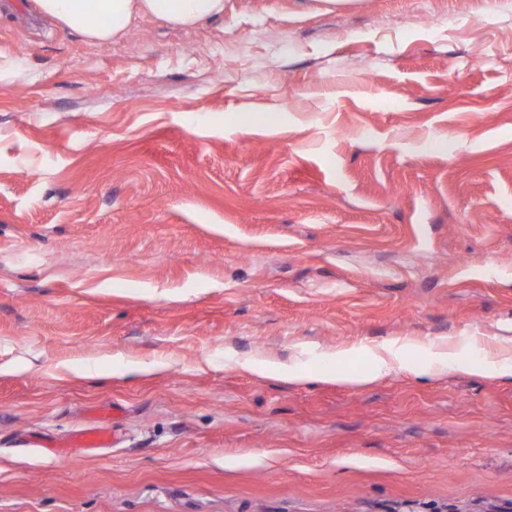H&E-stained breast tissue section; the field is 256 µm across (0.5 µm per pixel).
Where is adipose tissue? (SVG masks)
Returning <instances> with one entry per match:
<instances>
[{
	"label": "adipose tissue",
	"mask_w": 512,
	"mask_h": 512,
	"mask_svg": "<svg viewBox=\"0 0 512 512\" xmlns=\"http://www.w3.org/2000/svg\"><path fill=\"white\" fill-rule=\"evenodd\" d=\"M37 9L57 25L84 35L94 43L120 38L138 18L153 17L178 27H191L223 14L224 0H35ZM405 347L399 342L374 353L360 371H341V383L364 385L403 363Z\"/></svg>",
	"instance_id": "adipose-tissue-1"
}]
</instances>
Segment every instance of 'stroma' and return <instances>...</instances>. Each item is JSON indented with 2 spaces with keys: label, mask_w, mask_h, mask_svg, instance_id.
<instances>
[{
  "label": "stroma",
  "mask_w": 512,
  "mask_h": 512,
  "mask_svg": "<svg viewBox=\"0 0 512 512\" xmlns=\"http://www.w3.org/2000/svg\"><path fill=\"white\" fill-rule=\"evenodd\" d=\"M8 60L0 512L512 502V378L473 368L512 341V0H224L99 44L0 0ZM386 356L381 353H374L368 366L360 371H339L336 377L343 384L364 385L390 371L395 364L403 365L405 345L399 341H393L382 348ZM115 433L106 429L91 428L79 431L75 443L82 448H108L116 440Z\"/></svg>",
  "instance_id": "35a3bbf8"
}]
</instances>
